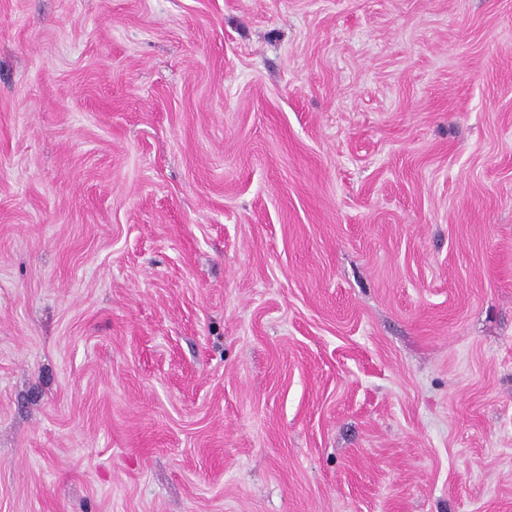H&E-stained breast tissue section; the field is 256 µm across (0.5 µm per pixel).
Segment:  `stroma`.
<instances>
[{
    "instance_id": "35a3bbf8",
    "label": "stroma",
    "mask_w": 512,
    "mask_h": 512,
    "mask_svg": "<svg viewBox=\"0 0 512 512\" xmlns=\"http://www.w3.org/2000/svg\"><path fill=\"white\" fill-rule=\"evenodd\" d=\"M0 512H512V0H0Z\"/></svg>"
}]
</instances>
